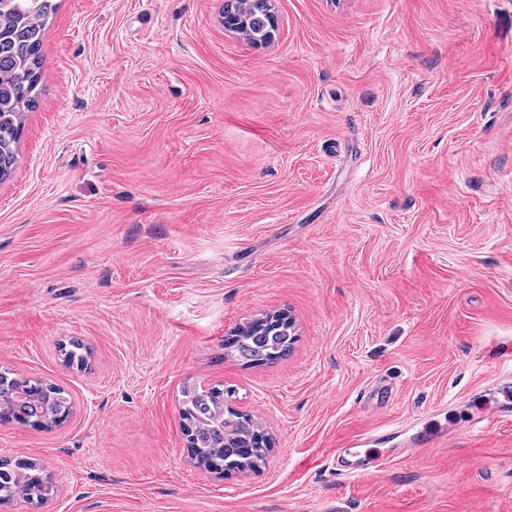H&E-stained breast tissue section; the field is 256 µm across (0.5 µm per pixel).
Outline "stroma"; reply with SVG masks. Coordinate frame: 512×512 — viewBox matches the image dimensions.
I'll list each match as a JSON object with an SVG mask.
<instances>
[{"mask_svg": "<svg viewBox=\"0 0 512 512\" xmlns=\"http://www.w3.org/2000/svg\"><path fill=\"white\" fill-rule=\"evenodd\" d=\"M274 8L254 48L224 0H57L0 183V368L73 408L0 423L53 485L0 512H512V424L468 430L512 376V0ZM276 311L288 356L238 357ZM190 383L268 431L265 466H196ZM409 418L447 443L338 474Z\"/></svg>", "mask_w": 512, "mask_h": 512, "instance_id": "stroma-1", "label": "stroma"}]
</instances>
